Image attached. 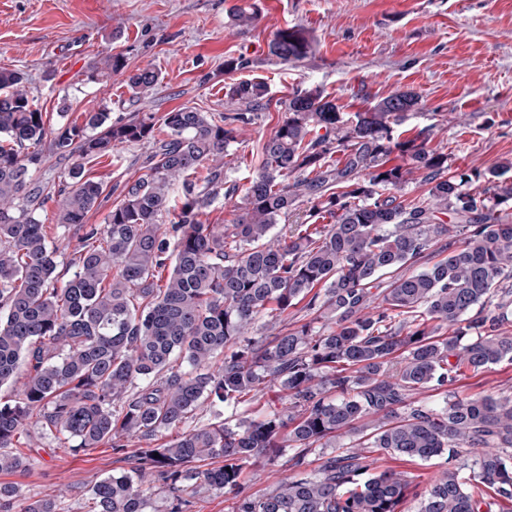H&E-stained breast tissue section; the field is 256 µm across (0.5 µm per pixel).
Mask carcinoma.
I'll return each instance as SVG.
<instances>
[{
  "label": "carcinoma",
  "mask_w": 512,
  "mask_h": 512,
  "mask_svg": "<svg viewBox=\"0 0 512 512\" xmlns=\"http://www.w3.org/2000/svg\"><path fill=\"white\" fill-rule=\"evenodd\" d=\"M227 15L242 32L260 18L257 0ZM312 50L298 25L271 42L284 64ZM159 79L145 68L128 88L140 98ZM267 95L249 79L224 98L262 111ZM418 104L398 91L350 115L318 87L294 91L233 223L205 224L244 113L217 121L182 106L114 122L101 111L54 128L23 74L1 68L0 387L13 394L0 401V472L30 466L14 441L34 417L75 450L144 443L131 472L92 487L89 512H145L158 483L170 512H186L192 477L231 496L232 512H409L411 499L417 512H512V396L417 399L512 363V180L496 169L457 177L424 131L394 134ZM142 141L152 144L147 172L105 224L86 223L105 189L83 160ZM51 155L67 162L57 183L35 177ZM415 174L424 195L407 203L395 191ZM176 188L181 205L166 225ZM54 197L75 242L63 268L35 217ZM300 202L310 204L304 219L272 234ZM422 260L432 265L398 273ZM299 305L322 329L287 327ZM179 358L187 368H175ZM275 385L287 394L280 411L157 442L206 402L236 409ZM286 447L292 474L245 494L243 468ZM318 448L331 452L312 471ZM375 448L407 462L442 457L445 468L419 491L378 470ZM217 457L222 466L196 469ZM57 499L25 512H57Z\"/></svg>",
  "instance_id": "cac0c4a2"
}]
</instances>
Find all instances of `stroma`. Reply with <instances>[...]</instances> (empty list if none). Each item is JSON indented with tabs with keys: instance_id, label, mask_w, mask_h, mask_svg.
<instances>
[{
	"instance_id": "35a3bbf8",
	"label": "stroma",
	"mask_w": 512,
	"mask_h": 512,
	"mask_svg": "<svg viewBox=\"0 0 512 512\" xmlns=\"http://www.w3.org/2000/svg\"><path fill=\"white\" fill-rule=\"evenodd\" d=\"M260 19L240 32L227 18L229 0H0V68L27 77L30 99L52 126L83 123L104 110L112 120L138 112L190 106L213 115L224 106V86L260 79L270 105L236 123V140L224 158L228 184L237 193L219 197L202 220L229 224L241 193L261 164V148L284 117L297 89L319 87L342 111L354 113L396 92L410 90L419 107L402 130L429 132V146L447 153L453 172L476 174L512 163V0H258ZM299 25L314 38L312 53L293 65L270 52L275 31ZM124 55L126 73L87 79L88 67L111 54ZM237 60L228 72L224 62ZM157 69L158 85L134 97L127 72ZM150 143L118 147L109 157L86 161L88 177L120 195L143 174ZM459 396L512 394V363L461 376L450 387ZM272 389L250 409L198 411L195 424L224 418H260L281 408ZM23 453L34 465L0 473L14 484L13 512L32 499L58 493V512H88L89 490L113 474L131 471L137 442L122 452L105 443L65 449L29 421Z\"/></svg>"
}]
</instances>
